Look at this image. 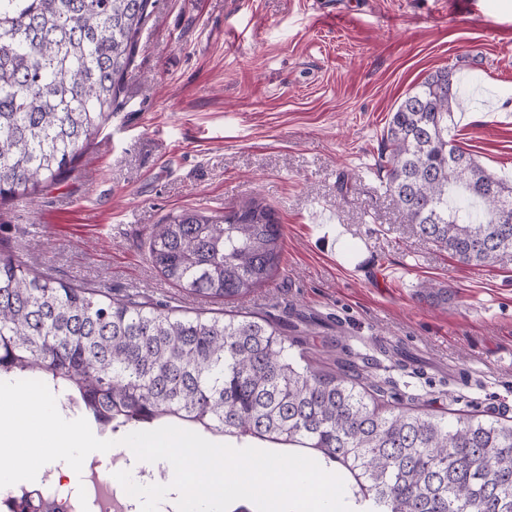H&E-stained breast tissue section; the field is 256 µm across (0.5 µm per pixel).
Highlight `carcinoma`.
<instances>
[{
    "label": "carcinoma",
    "instance_id": "obj_1",
    "mask_svg": "<svg viewBox=\"0 0 512 512\" xmlns=\"http://www.w3.org/2000/svg\"><path fill=\"white\" fill-rule=\"evenodd\" d=\"M155 0H0V201L71 168L120 106ZM454 70L406 92L383 131L378 170L405 223L459 261H512V184L454 143ZM283 231L250 198L221 215L182 210L149 255L169 282L242 298L279 270ZM420 295L448 304V289ZM258 316L187 315L114 300L34 273L0 253V378L36 379L117 432L177 422L235 440L306 449L346 483L352 512H512V422L450 420L385 399L357 371L292 353Z\"/></svg>",
    "mask_w": 512,
    "mask_h": 512
}]
</instances>
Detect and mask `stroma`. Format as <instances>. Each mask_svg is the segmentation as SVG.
I'll return each mask as SVG.
<instances>
[{
	"mask_svg": "<svg viewBox=\"0 0 512 512\" xmlns=\"http://www.w3.org/2000/svg\"><path fill=\"white\" fill-rule=\"evenodd\" d=\"M473 3L156 0L120 110L64 179L0 204V252L118 300L207 313L157 272L148 236L173 212L258 196L283 229L280 269L228 310L437 413L512 420V265L470 266L418 236L376 168L392 110L448 66L458 145L512 182V0ZM425 283L448 304L421 298Z\"/></svg>",
	"mask_w": 512,
	"mask_h": 512,
	"instance_id": "stroma-1",
	"label": "stroma"
}]
</instances>
